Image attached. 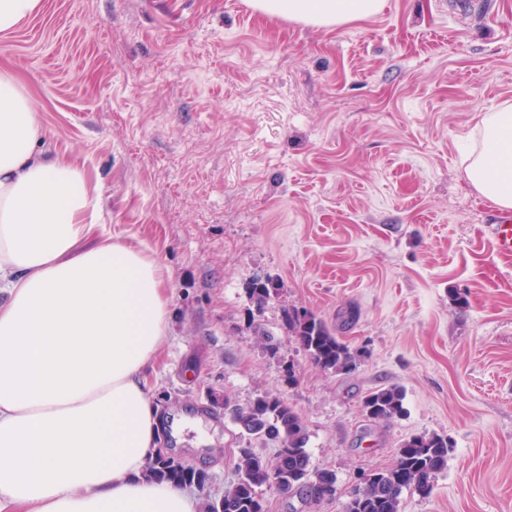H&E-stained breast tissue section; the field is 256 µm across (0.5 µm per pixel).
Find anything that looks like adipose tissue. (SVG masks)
Listing matches in <instances>:
<instances>
[{
	"mask_svg": "<svg viewBox=\"0 0 512 512\" xmlns=\"http://www.w3.org/2000/svg\"><path fill=\"white\" fill-rule=\"evenodd\" d=\"M383 5L252 0L329 29ZM43 133L0 72V512H201L188 487L143 475L162 426L146 376L169 331L165 269L89 219L99 188ZM464 174L512 210V102L482 114Z\"/></svg>",
	"mask_w": 512,
	"mask_h": 512,
	"instance_id": "obj_1",
	"label": "adipose tissue"
}]
</instances>
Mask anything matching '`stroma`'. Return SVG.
Returning <instances> with one entry per match:
<instances>
[{"label":"stroma","instance_id":"35a3bbf8","mask_svg":"<svg viewBox=\"0 0 512 512\" xmlns=\"http://www.w3.org/2000/svg\"><path fill=\"white\" fill-rule=\"evenodd\" d=\"M0 34L52 153L100 188L101 223L168 270L170 329L148 374L165 418L199 432L162 447L236 478L233 409L278 396L301 415L336 500L266 487L267 512H342L360 472L415 434L448 467L402 512H512V256L494 204L464 176L483 112L512 101V0H385L327 30L249 0H43ZM279 281L250 315L246 290ZM304 308L369 351L350 376L315 367L283 324ZM279 344L270 352L268 342ZM396 384L405 417L368 422ZM490 232L499 252L512 254V215L496 214L494 223L490 224ZM405 391L401 386L392 384L368 392L362 400L363 415L370 422H393L407 414Z\"/></svg>","mask_w":512,"mask_h":512}]
</instances>
